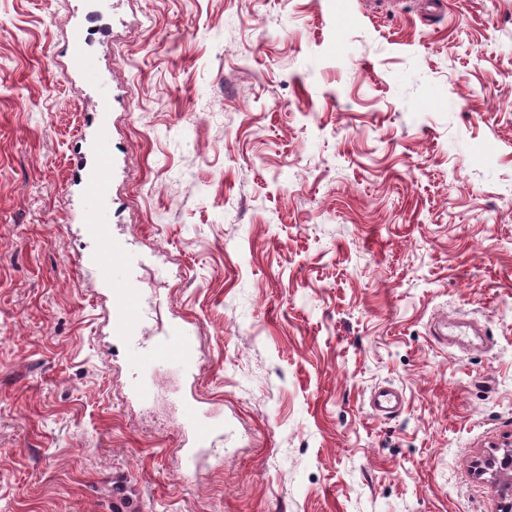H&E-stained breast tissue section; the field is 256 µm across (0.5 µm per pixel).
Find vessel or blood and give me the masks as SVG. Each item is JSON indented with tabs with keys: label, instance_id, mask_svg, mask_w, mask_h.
I'll return each instance as SVG.
<instances>
[{
	"label": "vessel or blood",
	"instance_id": "obj_1",
	"mask_svg": "<svg viewBox=\"0 0 512 512\" xmlns=\"http://www.w3.org/2000/svg\"><path fill=\"white\" fill-rule=\"evenodd\" d=\"M61 52L66 59V78L78 81L91 91H100L106 79L93 65L85 48L80 32H73L64 42ZM110 109L109 98H102L98 110L94 111L89 121L94 128V137L91 151L94 161L86 167L82 180L83 194L89 201L100 206L106 205L110 200V189L114 175V157L112 155V137L109 124L104 119L105 112ZM85 219L93 224L95 234L100 242V256L95 264L96 277L110 283L112 288V309L117 312L115 322V335L131 339L134 331L140 326L146 308L140 292L128 281H116L112 278L113 261H127V254L123 253L112 241L110 227L98 211L87 212ZM196 347L194 342L179 326L172 327L167 333L165 342L160 343L155 351L142 350L139 345L133 344L131 356L133 361L141 366L147 365L152 355L170 356L180 363L190 364L195 359ZM370 406L375 414L387 416L395 413L401 406V399L397 391L391 388H381L375 391L370 398Z\"/></svg>",
	"mask_w": 512,
	"mask_h": 512
}]
</instances>
